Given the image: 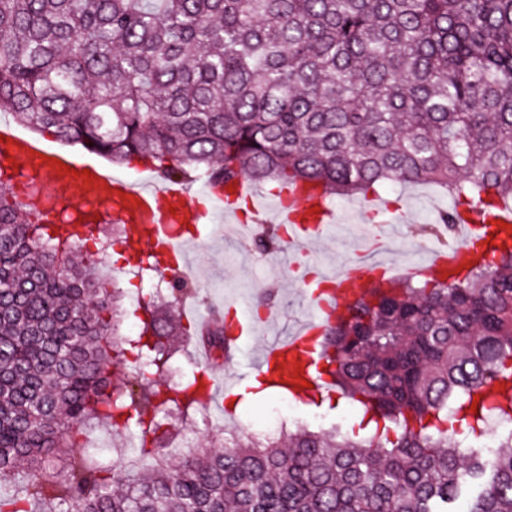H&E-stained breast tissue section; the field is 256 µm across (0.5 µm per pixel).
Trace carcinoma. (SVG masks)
<instances>
[{
	"instance_id": "1",
	"label": "carcinoma",
	"mask_w": 512,
	"mask_h": 512,
	"mask_svg": "<svg viewBox=\"0 0 512 512\" xmlns=\"http://www.w3.org/2000/svg\"><path fill=\"white\" fill-rule=\"evenodd\" d=\"M0 112L217 192L432 182L494 216L512 205V0H0ZM88 241L0 193V512H452L467 493L469 512H512V432L484 442L512 418V250L374 286L322 332L370 435L201 446L167 417L195 426L209 374L157 381L169 337L194 335L187 280L121 316ZM104 425L156 467L107 459Z\"/></svg>"
}]
</instances>
